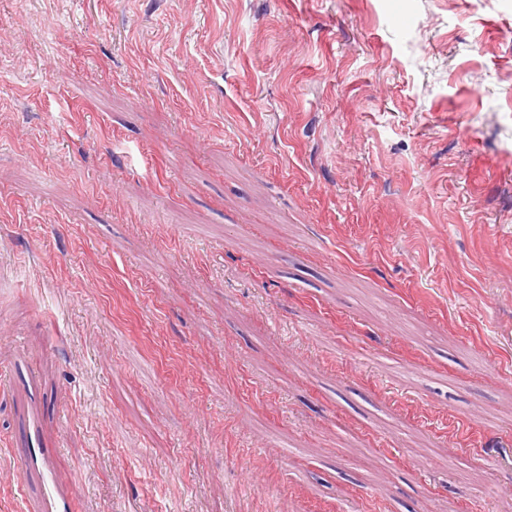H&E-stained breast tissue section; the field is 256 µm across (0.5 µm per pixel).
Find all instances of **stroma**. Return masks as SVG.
Here are the masks:
<instances>
[{
    "instance_id": "35a3bbf8",
    "label": "stroma",
    "mask_w": 512,
    "mask_h": 512,
    "mask_svg": "<svg viewBox=\"0 0 512 512\" xmlns=\"http://www.w3.org/2000/svg\"><path fill=\"white\" fill-rule=\"evenodd\" d=\"M512 512V0H0V512ZM21 470L38 488L36 512H73L75 489L58 482L49 448H28Z\"/></svg>"
}]
</instances>
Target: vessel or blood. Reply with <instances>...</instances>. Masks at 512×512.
I'll return each instance as SVG.
<instances>
[{
    "mask_svg": "<svg viewBox=\"0 0 512 512\" xmlns=\"http://www.w3.org/2000/svg\"><path fill=\"white\" fill-rule=\"evenodd\" d=\"M22 471L38 488L37 512H73L75 489L58 482L55 457L50 449H29Z\"/></svg>",
    "mask_w": 512,
    "mask_h": 512,
    "instance_id": "b4317fda",
    "label": "vessel or blood"
}]
</instances>
